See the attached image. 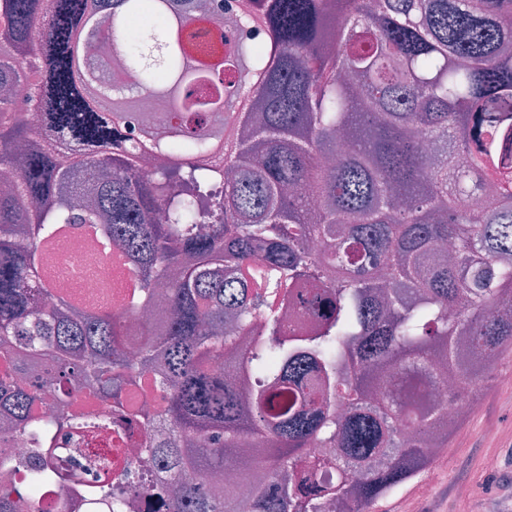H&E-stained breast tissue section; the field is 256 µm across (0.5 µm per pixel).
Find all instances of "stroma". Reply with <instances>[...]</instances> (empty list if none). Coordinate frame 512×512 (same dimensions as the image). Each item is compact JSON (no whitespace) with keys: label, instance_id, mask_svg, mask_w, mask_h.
Returning a JSON list of instances; mask_svg holds the SVG:
<instances>
[{"label":"stroma","instance_id":"stroma-1","mask_svg":"<svg viewBox=\"0 0 512 512\" xmlns=\"http://www.w3.org/2000/svg\"><path fill=\"white\" fill-rule=\"evenodd\" d=\"M479 411L448 430L425 465L439 480L425 491L413 477L380 498L373 512H512V390L487 380L477 393ZM495 430L494 438L483 435ZM497 467L487 470V460Z\"/></svg>","mask_w":512,"mask_h":512}]
</instances>
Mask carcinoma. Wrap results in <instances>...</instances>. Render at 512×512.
Masks as SVG:
<instances>
[{"label": "carcinoma", "mask_w": 512, "mask_h": 512, "mask_svg": "<svg viewBox=\"0 0 512 512\" xmlns=\"http://www.w3.org/2000/svg\"><path fill=\"white\" fill-rule=\"evenodd\" d=\"M247 7L256 21L224 38L195 0H0V170L14 174L0 190V417L35 448L0 460V512H38L55 445L112 442L115 412L164 426L141 447L172 479L165 512H237L234 492L196 478L226 467L251 512H370L448 434L429 387L451 378L448 397H466L512 344L496 311L512 304V0ZM103 13L121 66L110 78L83 52ZM150 131L170 165L143 175L126 146ZM76 226L120 246L127 310L156 314L148 334L53 285L48 248ZM266 297L323 321L292 327ZM45 358L59 377L34 376ZM70 373L98 406L38 417L70 396ZM144 386L156 407L126 405ZM323 441L335 457L309 455ZM111 471L103 460L82 491L130 512Z\"/></svg>", "instance_id": "cac0c4a2"}]
</instances>
